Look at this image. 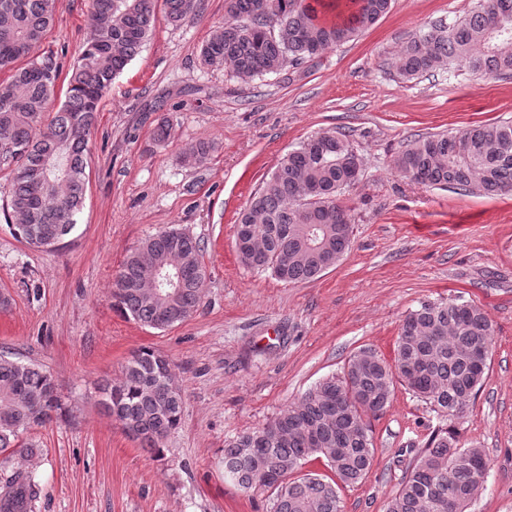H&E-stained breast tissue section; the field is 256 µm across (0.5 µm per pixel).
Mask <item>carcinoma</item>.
I'll use <instances>...</instances> for the list:
<instances>
[{
	"label": "carcinoma",
	"instance_id": "1",
	"mask_svg": "<svg viewBox=\"0 0 512 512\" xmlns=\"http://www.w3.org/2000/svg\"><path fill=\"white\" fill-rule=\"evenodd\" d=\"M173 26L200 18V0H164ZM391 0H224V23L200 49L201 64L220 66L243 80L316 60L373 26ZM158 0H90L91 37L67 75L64 100L51 118L60 68L55 53L30 57L54 21L55 0H0V172L11 178L14 235L34 247L60 242L76 226L86 191L85 160L99 105L114 79L148 41ZM457 65L473 73L512 72V0H483L471 15L440 20L414 34L397 56L398 74L415 79ZM326 143L306 139L280 158L241 213L238 248L248 269L288 283L316 279L336 266L353 235L337 196L351 187L347 135L323 132ZM213 146L198 142L186 156L203 165ZM411 181L497 195L512 191V123L474 125L455 133L421 136L396 159ZM190 267L181 283L147 287L167 253ZM200 241L177 229L146 239L124 259L112 297L126 316L152 328L191 317L201 302L205 271ZM492 324L483 309L463 300L422 301L404 319L393 363L362 348L343 374L306 392L265 427L224 445V476L247 493L275 495V512H342L340 488L369 470L374 445L368 414L383 412L395 385L429 403L439 415L464 416L490 366ZM103 406L124 432L161 452L160 443L181 423L183 395L169 360L138 351L120 381L103 389ZM58 388L43 368L0 355V448L53 420ZM322 458L332 476L303 471ZM488 470L483 449L463 448L446 428L430 434L386 512H467ZM275 472L278 480L267 475ZM41 490L21 467L0 475V512H35Z\"/></svg>",
	"mask_w": 512,
	"mask_h": 512
}]
</instances>
